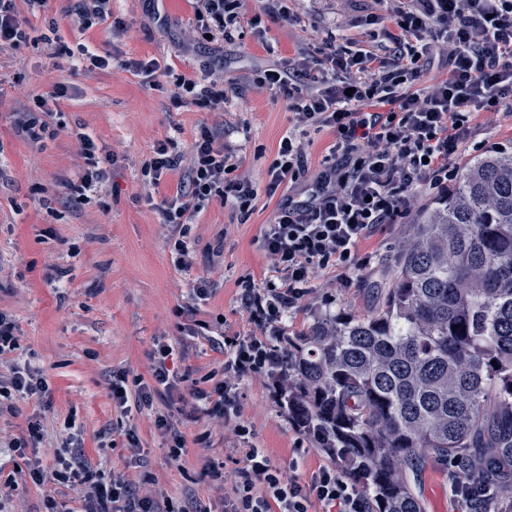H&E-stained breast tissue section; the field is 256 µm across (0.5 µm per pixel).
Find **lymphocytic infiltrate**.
Segmentation results:
<instances>
[{
	"instance_id": "lymphocytic-infiltrate-1",
	"label": "lymphocytic infiltrate",
	"mask_w": 512,
	"mask_h": 512,
	"mask_svg": "<svg viewBox=\"0 0 512 512\" xmlns=\"http://www.w3.org/2000/svg\"><path fill=\"white\" fill-rule=\"evenodd\" d=\"M48 0H0V48H13L28 38L19 11L45 7ZM196 29L202 40L224 46L235 43L243 22L260 27L263 17L288 22L293 0H262L259 14L245 17L242 0H193ZM397 32L391 35V56L365 49L340 48L335 34L323 40L316 58H300L282 67L272 65L251 80L278 90L288 101L290 126L279 140L267 168L268 194L294 185L295 194L280 201L260 238L269 260V275L262 284L243 283L240 302L257 327L254 336H218L214 343L225 352L223 380L211 389L194 388L198 408L235 423L242 439L251 431L241 421L239 384L260 376L270 383L274 398H282L288 374L281 366L278 344L286 335L283 319L305 305L311 283L327 269L342 275L365 268L359 254L361 240L380 226L396 224L408 214L413 190L426 186L447 190L455 171L449 161L471 146L473 112L496 110L512 100V0H393ZM446 47L448 75L423 90L411 86L421 77L425 61ZM66 96L57 87L50 99H38L36 111L17 113L15 131L29 143L54 136L48 101ZM176 105L224 106V67L209 63L203 79H179L171 95ZM330 130L335 140L322 169L308 188L300 183L307 171L304 134ZM220 135L202 128L188 154L172 152L159 143L142 164L145 188L158 185L168 171L185 167L187 182L174 199L165 202L164 223L176 225L172 252L179 269L193 265L188 226L206 203L220 200L232 212L249 216L258 190L252 178L238 170L235 149ZM78 150L87 167L73 190L98 193L105 180L108 158L95 139L77 133ZM172 343L157 339L153 345L151 380L113 376L109 385L113 405L121 414L153 411L157 400L173 396L188 374L171 371ZM50 398L44 374L16 362L0 370V409L14 395ZM25 458L24 468L0 475V489L51 482L62 487L81 486L78 506L47 497L44 512H171L162 496L144 491L122 472L102 476L72 455H61L52 469L40 458L28 457V442L6 443ZM244 476L226 501V512H366L359 487L333 464L320 465L310 475H288L272 464L263 449L244 451Z\"/></svg>"
}]
</instances>
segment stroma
Listing matches in <instances>:
<instances>
[{"label":"stroma","instance_id":"obj_1","mask_svg":"<svg viewBox=\"0 0 512 512\" xmlns=\"http://www.w3.org/2000/svg\"><path fill=\"white\" fill-rule=\"evenodd\" d=\"M74 0H49L28 15L29 43L0 50V161L7 176L0 180V311L16 322L19 364L41 370L52 391L50 405L30 396L14 397L11 410L0 413V438L28 434L40 420L42 435L33 448L44 464H53L66 438L81 433V453L103 473L125 472L142 483L153 477L152 491L164 493L175 507L195 502L202 512H224L227 496L243 466L241 445L231 427L194 411L192 398L160 400L154 412L120 415L106 388L114 372L150 378L149 352L156 338L176 344L182 368L194 378L222 370L224 353L207 337L189 336L186 326H208L228 336H247L254 327L238 300L244 277L263 282L269 261L257 240L285 189L268 196L267 167L287 130L291 114L283 96L246 79L252 71L310 54L335 33L337 41L359 40L373 49L390 43V0H295V21L265 19L264 34L245 28L242 39L224 48H199L192 34L191 0H112L111 17L80 32L69 16ZM376 14L379 25H367ZM55 34L62 43H84L112 55L108 72L74 66L64 55L51 54L43 42ZM224 58V108L174 106L170 90L178 77L195 78L204 61ZM154 59L166 73L156 84L128 71L127 61ZM68 96L55 107L52 123L65 132L30 145L14 130L15 111L33 107L37 97L56 86ZM222 130L225 141L240 145L239 163L259 187L248 219L214 200L204 206L189 229L194 264L174 265L160 206L174 198L181 171L164 174L152 194H145L141 164L158 143L172 142L187 153L201 127ZM472 139L484 150L512 143V106L474 114ZM91 134L112 155L100 194L62 204L40 205L45 193L78 182L84 162L77 152L78 130ZM434 190L416 192L402 223L379 228L362 241L360 254L370 264L350 285L334 272H322L313 283L310 304L289 314L285 329L296 336L316 315H361L376 304L374 285L392 273L402 243L418 214L437 198ZM65 270L54 282V268ZM207 276L212 289L206 301L193 303L195 280ZM242 419L251 426L253 444L286 472L309 473L327 458L311 449L300 462L292 448L299 436L287 413L272 397L265 380L247 378L239 385ZM179 422L185 438L180 457L169 454L154 427L155 413ZM135 429L143 466L130 468L126 432ZM418 489L426 512H458L448 483L446 462L429 459Z\"/></svg>","mask_w":512,"mask_h":512}]
</instances>
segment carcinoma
Instances as JSON below:
<instances>
[{"instance_id":"obj_1","label":"carcinoma","mask_w":512,"mask_h":512,"mask_svg":"<svg viewBox=\"0 0 512 512\" xmlns=\"http://www.w3.org/2000/svg\"><path fill=\"white\" fill-rule=\"evenodd\" d=\"M284 359L288 418L369 512H425L410 475L429 458L491 487L479 512H512V146L418 216L373 310L319 316Z\"/></svg>"}]
</instances>
